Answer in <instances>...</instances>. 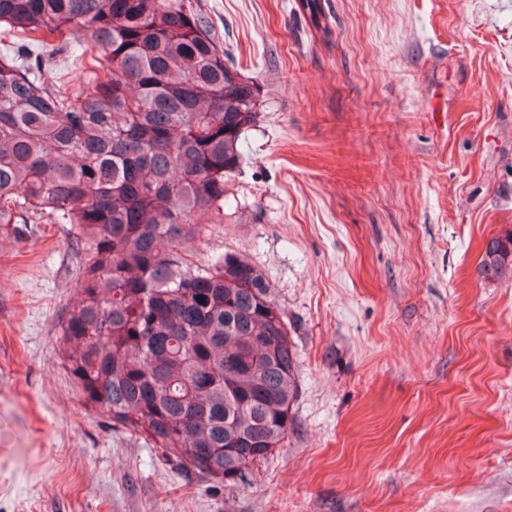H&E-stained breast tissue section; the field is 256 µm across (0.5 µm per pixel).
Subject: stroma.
I'll list each match as a JSON object with an SVG mask.
<instances>
[{
  "mask_svg": "<svg viewBox=\"0 0 512 512\" xmlns=\"http://www.w3.org/2000/svg\"><path fill=\"white\" fill-rule=\"evenodd\" d=\"M190 0L257 89L197 266L288 321L284 447L229 488L86 406L56 349L82 252L0 224V512H512V0ZM480 273L487 278L512 277V233L490 238L480 263Z\"/></svg>",
  "mask_w": 512,
  "mask_h": 512,
  "instance_id": "stroma-1",
  "label": "stroma"
}]
</instances>
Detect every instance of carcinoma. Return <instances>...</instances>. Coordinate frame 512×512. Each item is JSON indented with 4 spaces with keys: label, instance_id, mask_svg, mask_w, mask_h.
Listing matches in <instances>:
<instances>
[{
    "label": "carcinoma",
    "instance_id": "cac0c4a2",
    "mask_svg": "<svg viewBox=\"0 0 512 512\" xmlns=\"http://www.w3.org/2000/svg\"><path fill=\"white\" fill-rule=\"evenodd\" d=\"M302 7L322 24L321 0ZM224 56L185 0H0V224H69L84 250L62 363L86 405L232 486L284 446L297 381L262 272L179 256L256 118ZM480 273L512 277V233Z\"/></svg>",
    "mask_w": 512,
    "mask_h": 512
}]
</instances>
